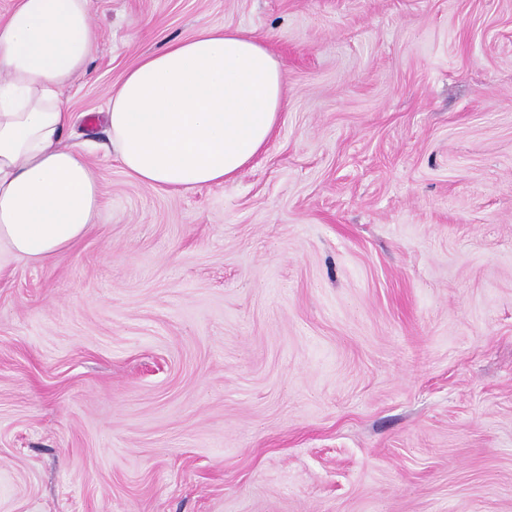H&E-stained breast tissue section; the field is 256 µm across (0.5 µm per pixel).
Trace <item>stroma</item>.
I'll return each mask as SVG.
<instances>
[{
	"instance_id": "obj_1",
	"label": "stroma",
	"mask_w": 512,
	"mask_h": 512,
	"mask_svg": "<svg viewBox=\"0 0 512 512\" xmlns=\"http://www.w3.org/2000/svg\"><path fill=\"white\" fill-rule=\"evenodd\" d=\"M97 224L0 270V512H512V0H92ZM241 29L286 102L229 182L106 147L140 57Z\"/></svg>"
}]
</instances>
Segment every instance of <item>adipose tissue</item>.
Returning <instances> with one entry per match:
<instances>
[{"label": "adipose tissue", "instance_id": "adipose-tissue-1", "mask_svg": "<svg viewBox=\"0 0 512 512\" xmlns=\"http://www.w3.org/2000/svg\"><path fill=\"white\" fill-rule=\"evenodd\" d=\"M98 34L90 0H17L0 21V260L40 262L96 224L100 181L61 90ZM282 64L242 31L204 28L144 55L112 90L107 123L124 170L187 192L234 180L273 133Z\"/></svg>", "mask_w": 512, "mask_h": 512}]
</instances>
